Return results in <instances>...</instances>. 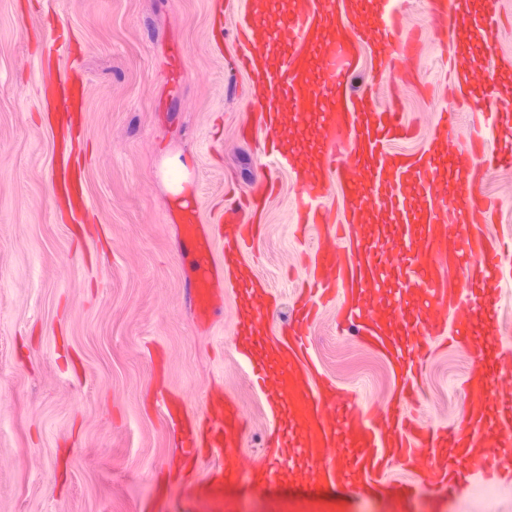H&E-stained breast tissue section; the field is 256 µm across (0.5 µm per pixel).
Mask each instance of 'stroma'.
<instances>
[{
  "label": "stroma",
  "mask_w": 512,
  "mask_h": 512,
  "mask_svg": "<svg viewBox=\"0 0 512 512\" xmlns=\"http://www.w3.org/2000/svg\"><path fill=\"white\" fill-rule=\"evenodd\" d=\"M246 0H0V512H268L282 486L200 492L193 476L170 488L162 470L178 450L164 397L182 396L202 415L203 395L225 388L250 425L244 449L261 448L267 402L235 352L238 304L221 297L215 316L198 320L190 300L192 247L171 203L161 164L185 158L200 225L216 235L226 191L246 193L266 177L279 184L267 202L265 233L249 249L253 273L279 298L275 323L287 320L301 286L309 237L291 222L297 189L277 169L263 133L243 139L255 110L246 75L226 61L232 40L213 42V21L232 32ZM404 30L419 34L407 72L395 75L411 139L395 151L426 150L439 112L470 121L472 109L449 97L447 47L434 38L426 0H404ZM496 52L478 48V73L512 91V0ZM72 48L51 53L58 30ZM185 48L187 79L171 87L163 65L169 45ZM77 69L92 88L80 150L88 203L75 224L57 208L50 184L56 147L42 110L45 60ZM499 206L488 229L512 243V166L483 183ZM336 306L311 330L310 353L323 372L362 404L388 397L394 378L385 359L339 333ZM469 350L436 352L422 374L416 417L451 424L463 412ZM300 491L322 512H512V483L463 479L455 488L425 486L402 495Z\"/></svg>",
  "instance_id": "obj_1"
}]
</instances>
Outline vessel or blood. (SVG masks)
<instances>
[{
    "label": "vessel or blood",
    "instance_id": "obj_1",
    "mask_svg": "<svg viewBox=\"0 0 512 512\" xmlns=\"http://www.w3.org/2000/svg\"><path fill=\"white\" fill-rule=\"evenodd\" d=\"M438 42L452 41L448 84L466 97L477 81L471 45H491L498 29L499 0L481 10L462 0H428ZM373 9L372 23L353 19ZM398 0H291L284 13L246 8L235 25V70L244 72L256 101V128L264 133L297 185L292 221L311 232L315 245L308 278L299 289L285 327L269 323L266 283L247 270L244 247L264 234L263 210L273 184L244 198H228L218 242L185 227L195 244L197 275L191 293L199 312L211 311L224 293L240 300L239 354L257 377L271 415L259 453L243 450L248 421L229 393L206 398L203 419L184 408L169 409L184 459L203 452L217 460L202 479L204 490L225 486L259 488L281 482L333 485L355 492L387 487L395 468L414 483L451 485L472 463L483 475L512 477V347L486 341L495 308L504 251L484 231L493 205L480 191L489 172L512 165V152L487 153V129L512 122V98L494 85L484 88L483 108L469 126L456 112L441 113L429 148L394 153L390 142L407 136L398 96L380 111L374 90L393 86V77L417 52L414 37H399ZM373 47L377 69L367 91L354 95L349 80ZM44 103L54 112L81 115L92 93L83 81L43 69ZM58 196L75 216L85 209L83 172L69 151L53 171ZM342 198V219L327 204ZM425 202L411 211L410 196ZM389 215L386 224L366 227L369 210ZM224 253L223 274L213 273V245ZM402 259L390 263L388 247ZM394 276L398 295L386 300L381 285ZM341 292L338 327L391 363L396 385L390 400L365 412L361 404L320 373L308 347L317 301ZM471 346L475 361L464 381L465 409L445 427L413 420L408 409L416 375L437 340Z\"/></svg>",
    "mask_w": 512,
    "mask_h": 512
}]
</instances>
